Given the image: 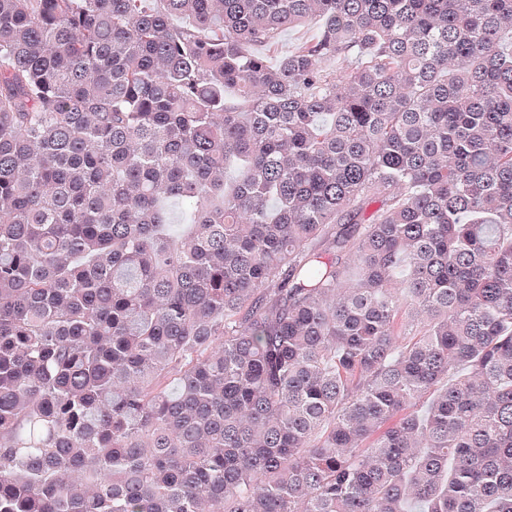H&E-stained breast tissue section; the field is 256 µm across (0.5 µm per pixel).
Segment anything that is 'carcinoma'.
Listing matches in <instances>:
<instances>
[{
    "label": "carcinoma",
    "mask_w": 512,
    "mask_h": 512,
    "mask_svg": "<svg viewBox=\"0 0 512 512\" xmlns=\"http://www.w3.org/2000/svg\"><path fill=\"white\" fill-rule=\"evenodd\" d=\"M0 512H512V0H0Z\"/></svg>",
    "instance_id": "obj_1"
}]
</instances>
